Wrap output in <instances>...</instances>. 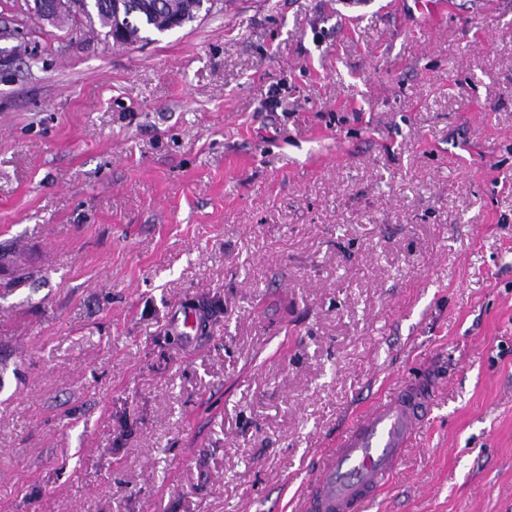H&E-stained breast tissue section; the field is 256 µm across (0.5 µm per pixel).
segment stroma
Segmentation results:
<instances>
[{"instance_id": "1", "label": "stroma", "mask_w": 512, "mask_h": 512, "mask_svg": "<svg viewBox=\"0 0 512 512\" xmlns=\"http://www.w3.org/2000/svg\"><path fill=\"white\" fill-rule=\"evenodd\" d=\"M2 28L0 512H292L429 363L368 512H512V0Z\"/></svg>"}]
</instances>
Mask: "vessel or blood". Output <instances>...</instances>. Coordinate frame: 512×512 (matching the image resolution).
Here are the masks:
<instances>
[{
	"label": "vessel or blood",
	"instance_id": "obj_1",
	"mask_svg": "<svg viewBox=\"0 0 512 512\" xmlns=\"http://www.w3.org/2000/svg\"><path fill=\"white\" fill-rule=\"evenodd\" d=\"M440 384L438 373L427 367L371 403L322 454L295 512H364L392 479Z\"/></svg>",
	"mask_w": 512,
	"mask_h": 512
}]
</instances>
